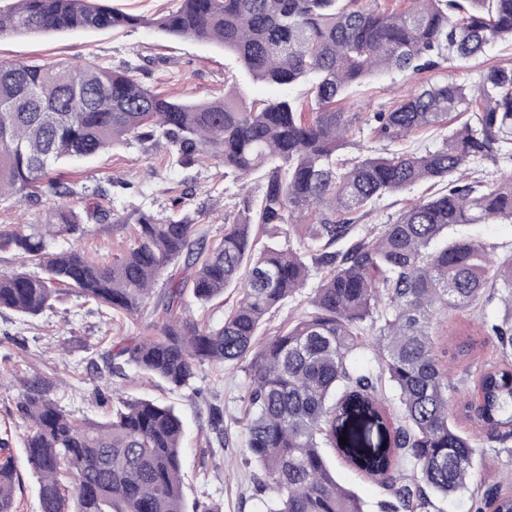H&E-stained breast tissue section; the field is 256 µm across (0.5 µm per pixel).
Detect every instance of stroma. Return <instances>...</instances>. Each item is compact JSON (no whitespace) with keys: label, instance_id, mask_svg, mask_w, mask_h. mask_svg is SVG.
Segmentation results:
<instances>
[{"label":"stroma","instance_id":"stroma-1","mask_svg":"<svg viewBox=\"0 0 512 512\" xmlns=\"http://www.w3.org/2000/svg\"><path fill=\"white\" fill-rule=\"evenodd\" d=\"M0 60L37 63L92 62L115 68L125 62L140 67L139 80L147 87L173 99L202 103L236 91L247 101L290 95L304 97L305 86H272L245 76L234 57L217 44L164 34L149 26L120 27L110 30H77L42 35L0 37ZM512 65V46L503 44L485 57L465 65L454 62L439 70V77L475 85L481 68ZM416 85L400 73L369 79L349 92L342 106L359 115L346 158L392 151L423 153L441 147L445 130L430 129L407 140L385 146L363 122L372 112L393 109ZM66 181L74 183L78 194L70 203L82 217L81 247L97 262L112 264L133 242L139 211L170 214L173 199L197 226L206 245L213 246L224 235V218L240 210V187L226 178L218 165L183 169L170 166L165 148L155 142L118 145L95 158L71 163L62 169ZM428 184L383 196L359 223L362 233L380 229L395 220L413 199L428 195ZM111 212L109 220H99L96 209ZM45 205H35L13 197L0 198V272L17 266V255L10 238L29 233L43 223ZM467 236L493 251L497 260L512 256V223L492 221L458 227ZM321 274L313 272L305 288L279 309L267 315L259 330L260 340L276 335L305 307L318 285ZM480 315L456 311L448 318L434 320L433 339L444 369L458 379L459 401L479 398L477 377L488 367L503 362L495 338L487 336V325L501 322L504 306L497 293L484 297ZM155 315L151 311L124 322L110 321L103 308L71 290L60 292L51 309L34 318H22L9 310L0 311V433L8 432L10 449L22 477L17 493L18 512H39L36 477L23 455L24 429L17 403L21 383L45 380L49 396L75 418L101 420L109 406L121 400L150 398L174 404L185 416L187 433L182 461V478L187 506L215 505L221 512H261L269 492L259 491L258 469L246 451L243 426V395L249 382L246 364L216 367L198 366L188 385L173 390L159 379L142 375L125 366L122 373L110 372L107 361L113 348L140 336L154 335ZM472 342L468 355L457 347ZM102 391L106 404H97L95 391ZM224 410L227 445H218L207 423L210 406ZM479 462L482 488L502 483L512 466V438L506 443L484 441ZM337 481L357 494L366 512H382L391 501L390 490L342 460L330 462Z\"/></svg>","mask_w":512,"mask_h":512}]
</instances>
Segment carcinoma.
Returning a JSON list of instances; mask_svg holds the SVG:
<instances>
[{"mask_svg":"<svg viewBox=\"0 0 512 512\" xmlns=\"http://www.w3.org/2000/svg\"><path fill=\"white\" fill-rule=\"evenodd\" d=\"M106 0H16L0 13V35L99 30L150 25L185 38L215 42L253 80L305 84L310 102L288 98L246 102L238 94L201 104L169 98L137 78L141 67L0 62V195L37 204L77 195L57 168L118 144L166 140L171 164L215 161L241 181L261 175L257 198H242L243 217L224 222L212 247L186 215L140 214L136 237L110 266L75 245L49 249L57 235L83 232L80 215L64 203L47 225L14 235L19 266L0 273V310L37 316L61 287L72 288L108 313L140 315L154 285H169L159 332L112 353V369L132 364L179 388L205 362L223 366L250 358L246 448L261 472L259 490L272 492L264 512H365L341 486L322 452L382 478L396 503L384 512H422L430 496H461L477 481L476 435L457 428V386L442 370L432 337L436 314L481 310L489 289L508 314L488 327L512 357V256L491 262L486 247L448 238L458 224L490 219L512 223V178L487 188L469 166L496 159L512 142V67L490 66L469 89L456 82L422 86L389 112L364 119L377 138L395 143L423 129L442 128L453 112H471L441 148L424 155L391 152L347 162L351 115L336 104L371 76L419 75L448 61L477 60L512 43V0H416L385 13L356 0H180L157 18L130 15ZM442 184L413 201L373 238L357 222L385 194ZM316 213L305 251L267 243L254 229L295 224ZM190 274L175 279L170 266ZM38 265L43 274L24 270ZM324 277L305 311L260 343L269 313L305 287L311 270ZM239 290L224 321L211 326L182 317L185 292L201 304ZM373 340L377 375L360 374L352 355ZM398 395L401 419L392 426L379 384ZM480 399L466 417L491 440L512 436V366L478 377ZM40 382L23 383L18 411L23 445L38 477L40 512H187L181 477L186 423L172 404L127 400L101 421H76ZM383 435L365 446V427ZM219 445L227 442L224 411L209 409ZM348 444H341L340 438ZM0 439V512H17L15 457ZM410 456L413 481L394 472ZM474 512H512V495L489 488Z\"/></svg>","mask_w":512,"mask_h":512,"instance_id":"carcinoma-1","label":"carcinoma"}]
</instances>
